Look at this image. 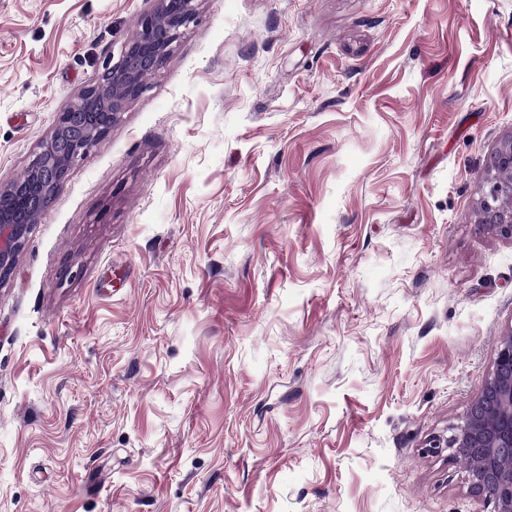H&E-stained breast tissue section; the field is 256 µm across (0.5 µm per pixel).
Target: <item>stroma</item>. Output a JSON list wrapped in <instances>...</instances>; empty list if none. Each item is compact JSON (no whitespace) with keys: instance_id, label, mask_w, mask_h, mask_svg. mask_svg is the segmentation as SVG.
Wrapping results in <instances>:
<instances>
[{"instance_id":"stroma-1","label":"stroma","mask_w":512,"mask_h":512,"mask_svg":"<svg viewBox=\"0 0 512 512\" xmlns=\"http://www.w3.org/2000/svg\"><path fill=\"white\" fill-rule=\"evenodd\" d=\"M150 0H0V182ZM512 0H199L0 286V512H493L432 457L512 329L474 222Z\"/></svg>"}]
</instances>
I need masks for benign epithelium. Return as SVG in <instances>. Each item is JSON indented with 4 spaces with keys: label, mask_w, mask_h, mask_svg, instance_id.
<instances>
[{
    "label": "benign epithelium",
    "mask_w": 512,
    "mask_h": 512,
    "mask_svg": "<svg viewBox=\"0 0 512 512\" xmlns=\"http://www.w3.org/2000/svg\"><path fill=\"white\" fill-rule=\"evenodd\" d=\"M198 0H153L117 60L59 111L56 123L29 160L23 176L0 183V286L9 282L39 215L63 187L72 167L112 128L131 101L144 93L197 16ZM496 175L484 173L485 190L475 223L512 240V138L490 156ZM423 451L466 466L471 489L512 512V331L500 341L494 370L462 423L428 440Z\"/></svg>",
    "instance_id": "7a95c632"
}]
</instances>
